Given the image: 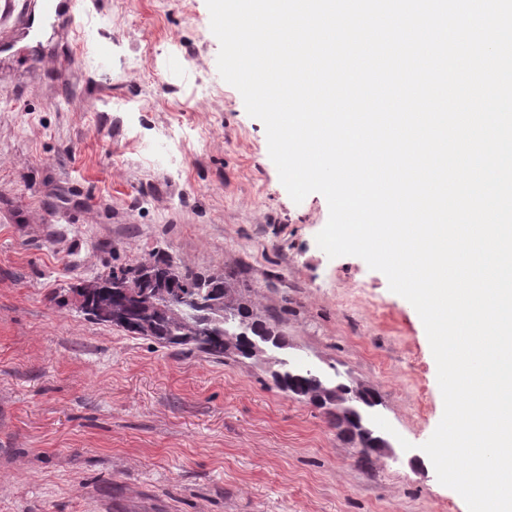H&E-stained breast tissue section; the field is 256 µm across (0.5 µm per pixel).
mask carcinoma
<instances>
[{
  "label": "carcinoma",
  "mask_w": 512,
  "mask_h": 512,
  "mask_svg": "<svg viewBox=\"0 0 512 512\" xmlns=\"http://www.w3.org/2000/svg\"><path fill=\"white\" fill-rule=\"evenodd\" d=\"M127 272L137 276L136 299L106 287L112 282L110 275L81 283L73 291L94 308L109 310L112 325L165 346L196 350L217 360L228 355L255 358V342H265L277 349L288 346L285 337L272 325L277 314L263 313L245 298L233 272L195 273L160 252ZM273 378L283 392L302 398H321L330 388L321 373L288 363L281 364ZM334 394L339 399L361 395L360 412L378 405L376 392L369 388H351L341 383L336 385ZM321 407L329 409L339 434L352 440L351 428L359 412L342 411L330 403Z\"/></svg>",
  "instance_id": "carcinoma-1"
}]
</instances>
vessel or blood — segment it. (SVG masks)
I'll return each instance as SVG.
<instances>
[{
  "label": "vessel or blood",
  "mask_w": 512,
  "mask_h": 512,
  "mask_svg": "<svg viewBox=\"0 0 512 512\" xmlns=\"http://www.w3.org/2000/svg\"><path fill=\"white\" fill-rule=\"evenodd\" d=\"M76 27L73 0H5L0 6V60L23 53L31 66H38L45 34H68Z\"/></svg>",
  "instance_id": "obj_1"
}]
</instances>
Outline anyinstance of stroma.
<instances>
[{"label":"stroma","mask_w":512,"mask_h":512,"mask_svg":"<svg viewBox=\"0 0 512 512\" xmlns=\"http://www.w3.org/2000/svg\"><path fill=\"white\" fill-rule=\"evenodd\" d=\"M68 56L0 69V512H468L421 446L444 409L415 308L316 243L206 0H78ZM166 252L232 271L288 346L209 359L88 319L74 285ZM375 389L411 450L361 460L280 360Z\"/></svg>","instance_id":"35a3bbf8"}]
</instances>
